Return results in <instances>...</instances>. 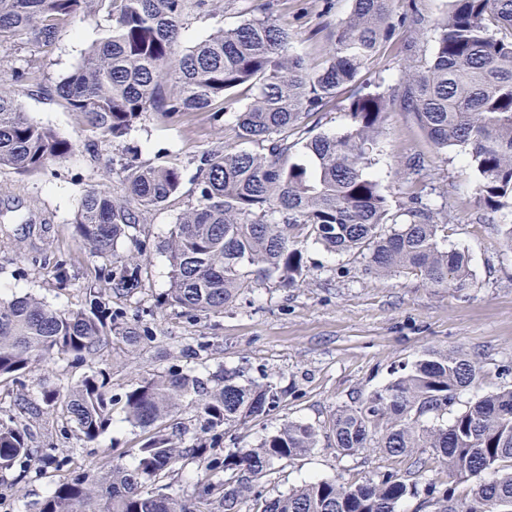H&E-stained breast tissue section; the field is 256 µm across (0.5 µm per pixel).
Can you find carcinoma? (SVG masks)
Listing matches in <instances>:
<instances>
[{"label":"carcinoma","mask_w":512,"mask_h":512,"mask_svg":"<svg viewBox=\"0 0 512 512\" xmlns=\"http://www.w3.org/2000/svg\"><path fill=\"white\" fill-rule=\"evenodd\" d=\"M397 0H352L333 26L319 59L294 49L297 34L262 14L232 28L219 27L193 47L180 45L188 18L224 13V0H0V48L23 40L48 47L69 18L101 12L112 21L104 41L55 85L70 111L87 118L90 137L115 144L151 113L178 118L208 112L213 122L236 113L237 142L199 158L195 200L179 215L167 241L170 288L163 303L192 317L222 314L244 289L271 278L288 288L306 280L305 247L359 254L377 276L409 271L431 288L472 287L468 255L443 244L437 213L423 203L431 174L410 166L411 192L399 222L388 197L368 172L370 154L391 110L411 114L431 145L463 148L478 173L483 205L512 214V0H448V13L432 24L433 51L404 67L399 83L367 91L362 72L380 58L397 33L424 34L417 0L398 13ZM38 63L0 72V168L46 170L74 150L72 141L29 121L16 88ZM350 89L349 123L336 136L315 131L310 120ZM250 93L236 109L237 94ZM257 146L248 150L244 145ZM298 152L301 160L289 156ZM126 193L108 186L86 190L74 215L79 240L93 256L112 257L100 279L127 295L140 286L146 243L121 254L118 242L146 214L164 207L182 186L177 159L121 163ZM253 268L248 281L244 269ZM88 309L61 312L33 296L0 299V379L21 381L36 362L67 357L83 363L106 339L135 347L152 333L138 316L106 306L89 286ZM479 379L474 357L463 350H428L386 385L336 409L320 429L288 421L248 447L223 448L225 435L274 412L282 392L272 382L221 368L211 386L192 369L149 373L116 399L104 370L78 379L66 393L48 390L44 402L91 443L110 425L112 405L147 432L134 463L110 459L68 474L39 503L38 512H396L409 496L434 512H512V387L487 394L448 416L461 393ZM203 419L186 443L179 427L186 407ZM342 457L369 450L409 457L415 471H385L365 483L306 481L276 495L263 493L275 464L317 447L321 437ZM429 450L446 479H412ZM32 451L12 421L0 418V470ZM192 464L191 498L160 492L178 467ZM492 470L497 478L469 491L458 485Z\"/></svg>","instance_id":"obj_1"}]
</instances>
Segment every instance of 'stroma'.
Returning <instances> with one entry per match:
<instances>
[{
	"label": "stroma",
	"instance_id": "obj_1",
	"mask_svg": "<svg viewBox=\"0 0 512 512\" xmlns=\"http://www.w3.org/2000/svg\"><path fill=\"white\" fill-rule=\"evenodd\" d=\"M259 6L297 33L298 51L317 58L325 48L317 28L343 19L352 2L260 0ZM242 19L237 4L215 18H190L181 31V45L192 47L217 27ZM111 27L106 15H81L63 26L52 46L28 43L0 51V70L6 72L25 67L32 57L42 58L41 70L18 93L22 110L30 121L75 144L73 153L49 172L21 175L0 168V298L33 294L54 308L78 310L86 305V290L98 269L109 263L83 247L73 217L90 186L104 183L121 189V173L107 165L116 149L108 143L89 147L86 118L69 111L50 88L73 71ZM235 139L231 112L220 126L205 112L174 120L151 114L125 137L124 146L135 150L142 163L168 155L185 168L179 194L147 223L133 225L128 238L118 244L125 252L143 240L148 249L137 292L112 297L109 304L140 314L153 337L133 353L115 341L85 363L61 358L38 365L22 383L0 382V416L15 417L36 456L28 469L0 470V512H17L19 505L41 501L64 465L96 464L100 449H116L124 453L125 463H132L128 451L138 446L144 433L125 421L121 406H114L110 427L91 443L83 441L73 425L41 408L45 389H66L91 370L110 372L117 397L147 373L174 365L194 370L203 379L221 365L239 368L254 379L272 377L287 394L272 415L232 431L231 440L239 446L257 444L289 420L324 425L337 407L387 384L397 370L430 349L461 348L478 362L480 380L461 395L457 410L512 385V374L501 371L512 361V250L500 235L506 216L479 203L477 176L464 151L436 150L405 112L390 113L370 171L396 214L406 193L397 171L407 159L420 158L434 175L426 189L432 208L451 216L443 236L449 247L468 253L474 287L453 292L428 287L411 274L378 277L366 271L360 256H338L311 245L305 251L310 272L301 286L284 288L270 280L246 289L223 314L194 319L159 307L170 286L166 241L172 224L195 198L196 162L219 143ZM45 256L67 259L65 284H58L51 270L39 265ZM408 466L405 457H342L324 439L306 455L278 463L266 491L273 495L317 478L363 483L378 472H402Z\"/></svg>",
	"mask_w": 512,
	"mask_h": 512
}]
</instances>
